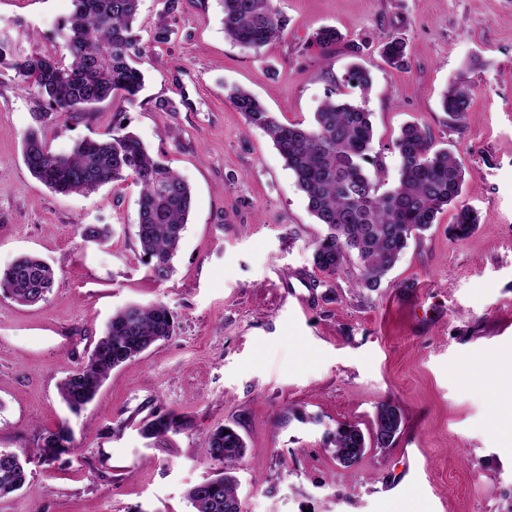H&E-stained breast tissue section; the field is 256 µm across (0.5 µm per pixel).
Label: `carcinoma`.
<instances>
[{
  "instance_id": "1",
  "label": "carcinoma",
  "mask_w": 512,
  "mask_h": 512,
  "mask_svg": "<svg viewBox=\"0 0 512 512\" xmlns=\"http://www.w3.org/2000/svg\"><path fill=\"white\" fill-rule=\"evenodd\" d=\"M224 36L248 49L259 50L282 38L286 19L273 0H221ZM74 10L58 24L57 36L69 57L49 52L22 54L12 38L0 34V66L15 72L20 85L47 99L59 117L111 99L132 105L144 86L145 55L134 28L140 0H73ZM342 40L332 26L312 34L311 42L329 54ZM382 56L393 69L408 65L406 43L398 37L383 41ZM347 81L368 91L369 74L358 66ZM330 92L314 114V122H281L251 91L234 88L228 99L248 127L262 130L273 142L317 223L327 233L314 243L313 263L333 277L347 265L357 266L355 286L375 291L406 249L435 224L437 215L456 205L462 195L465 171L448 149L434 148L431 131L416 123L405 125L394 142L400 168L397 184L379 192L382 166L373 154L374 130L362 104L334 98ZM470 88L455 80L442 97L448 117L460 122L470 107ZM22 157L31 175L50 190L89 196L108 183L128 180L138 187L137 236L144 264L154 281L164 283L173 273V258L186 230L192 206L190 185L155 158L139 137L117 120L105 139L81 140L67 154L53 153L41 131L22 136ZM479 224L477 212L457 210L450 236L463 239ZM83 240L106 243L105 224H79ZM56 273L39 257L25 255L0 269V292L21 305L45 301ZM175 331L174 317L161 302L129 304L112 314L104 335L87 359L59 386L66 407L78 413L97 395L109 374L164 341ZM398 404L385 400L376 406L373 447L386 450L402 430ZM187 419L174 412H152L140 421L147 439H161L186 428ZM336 460L345 468L366 453L365 435L358 425L342 422L329 431ZM74 448L66 425L48 432L36 455L46 462ZM246 443L233 427H219L206 439L203 455L216 466L215 474L192 485L186 498L193 512H241L238 463ZM31 454L0 450V498L19 491L27 479Z\"/></svg>"
}]
</instances>
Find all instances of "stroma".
<instances>
[{
    "mask_svg": "<svg viewBox=\"0 0 512 512\" xmlns=\"http://www.w3.org/2000/svg\"><path fill=\"white\" fill-rule=\"evenodd\" d=\"M274 4L285 34L253 52L225 38L219 0H182L170 41L155 43L163 0H141L145 88L122 113L106 101L58 120L0 70V267L35 254L56 271L45 302L0 294V449L32 450L62 423L78 448L32 462L0 512H192L186 491L214 473L202 448L221 425L247 444L241 512H512V0ZM72 10V0H0V27L23 52H54ZM324 25L345 36L327 58L310 43ZM387 36L406 42L408 69L384 62ZM355 63L371 75L368 92L346 81ZM457 78L472 91L459 127L441 106ZM234 86L285 123L311 124L333 90L364 102L385 190L398 180L401 127L430 128L465 170L476 231L450 238L448 209L377 290L356 289L351 267L325 276L312 261L325 229L270 139L246 129L227 98ZM118 114L194 191L162 284L141 260L136 186L64 196L23 162L29 128L64 153L106 138ZM80 224L111 225L112 238L84 242ZM155 301L172 312L173 336L113 370L71 414L62 379L117 308ZM387 399L403 410L394 447L341 467L328 431L351 422L370 433ZM159 410L189 427L143 438L140 420Z\"/></svg>",
    "mask_w": 512,
    "mask_h": 512,
    "instance_id": "35a3bbf8",
    "label": "stroma"
}]
</instances>
